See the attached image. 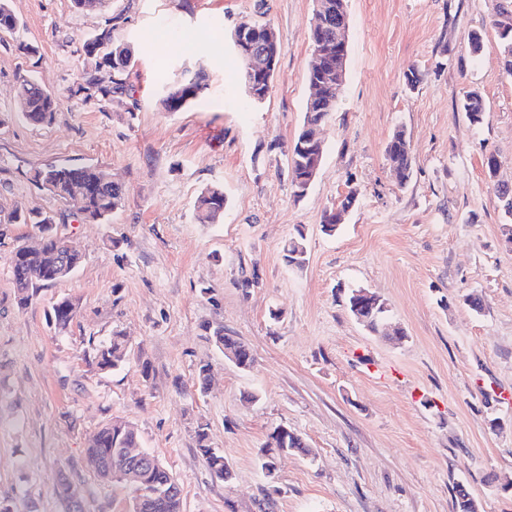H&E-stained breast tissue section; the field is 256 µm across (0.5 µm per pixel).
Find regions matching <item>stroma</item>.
I'll use <instances>...</instances> for the list:
<instances>
[{"mask_svg": "<svg viewBox=\"0 0 512 512\" xmlns=\"http://www.w3.org/2000/svg\"><path fill=\"white\" fill-rule=\"evenodd\" d=\"M8 3L19 28L0 33V224L18 207L53 214L83 263L35 288L22 308L10 243L37 229L12 225L0 245V499L13 512H66L65 475L86 512H130L129 489L85 462L90 438L121 419L177 479L183 512H457L460 483L480 512H512V243L497 198L499 183L512 184V73L494 25L512 0H347L346 79L320 129L321 166L299 199L289 159L309 95L315 0ZM111 20L114 39L135 51L130 114L70 93L86 64L83 40ZM242 21L279 36L277 77L258 105L231 41ZM160 33L167 47L151 49ZM198 65L208 92L162 111L159 97ZM27 76L58 99L47 122L19 112ZM471 90L483 101L476 125L461 109ZM400 129L412 155L404 184L385 153ZM54 163L104 167L123 207L109 223H83L32 181ZM214 186L224 215L197 223L195 200ZM351 191L353 208L326 235L325 215ZM299 230L300 269L282 251ZM245 278L251 288H240ZM354 289L380 296L393 334L350 313ZM64 296L79 313L61 334L48 312ZM209 324L248 345L249 368L225 359ZM116 328L130 351L105 373L91 345ZM201 423L231 481L202 459ZM278 426L308 450L277 453L270 478L260 450Z\"/></svg>", "mask_w": 512, "mask_h": 512, "instance_id": "obj_1", "label": "stroma"}]
</instances>
